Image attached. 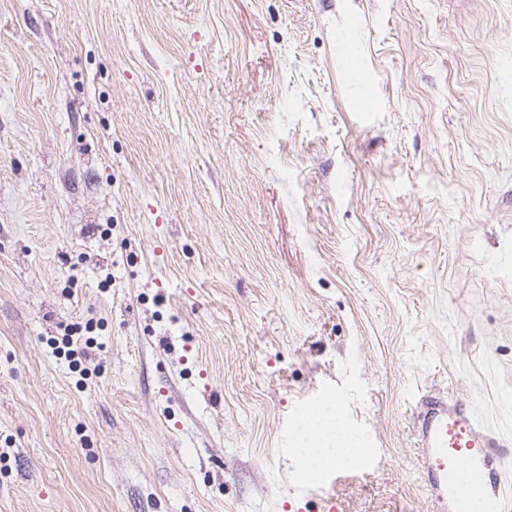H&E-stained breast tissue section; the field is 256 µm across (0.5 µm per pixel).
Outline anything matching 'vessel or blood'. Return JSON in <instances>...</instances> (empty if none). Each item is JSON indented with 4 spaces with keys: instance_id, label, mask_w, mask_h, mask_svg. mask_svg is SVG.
<instances>
[{
    "instance_id": "b4317fda",
    "label": "vessel or blood",
    "mask_w": 512,
    "mask_h": 512,
    "mask_svg": "<svg viewBox=\"0 0 512 512\" xmlns=\"http://www.w3.org/2000/svg\"><path fill=\"white\" fill-rule=\"evenodd\" d=\"M417 458L432 512H512L499 437L462 403L424 393L414 418Z\"/></svg>"
}]
</instances>
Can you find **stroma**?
Segmentation results:
<instances>
[{"instance_id":"1","label":"stroma","mask_w":512,"mask_h":512,"mask_svg":"<svg viewBox=\"0 0 512 512\" xmlns=\"http://www.w3.org/2000/svg\"><path fill=\"white\" fill-rule=\"evenodd\" d=\"M432 383L512 479V0H0V512H430ZM306 438L310 459L315 463L348 460L360 450L353 436L341 432L333 411L310 418L306 424Z\"/></svg>"}]
</instances>
